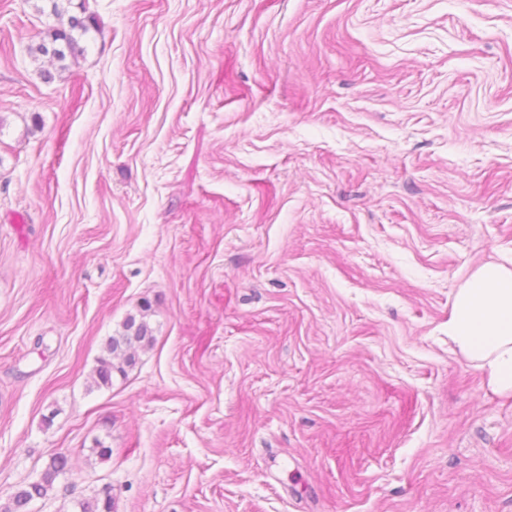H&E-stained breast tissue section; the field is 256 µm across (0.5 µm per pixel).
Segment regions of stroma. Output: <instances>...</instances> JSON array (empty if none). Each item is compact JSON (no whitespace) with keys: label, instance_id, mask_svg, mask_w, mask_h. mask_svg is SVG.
<instances>
[{"label":"stroma","instance_id":"1","mask_svg":"<svg viewBox=\"0 0 512 512\" xmlns=\"http://www.w3.org/2000/svg\"><path fill=\"white\" fill-rule=\"evenodd\" d=\"M48 6L0 0V501L62 451L32 512H512L448 340L512 263V0H69L62 63ZM48 1L51 2V13L57 18L58 25L48 30L38 44L30 47L31 53L48 56L58 62L65 61L68 55L77 58L84 50L79 46L73 31L80 30L85 33L88 30L85 18L68 15L65 23L64 16L68 10L58 3L63 0ZM147 311L142 308L139 318L129 315L122 324V330L107 339L104 347L106 355L99 359L95 369L96 387L110 386L114 373L126 375L127 368L136 364L137 349L153 343L154 330L147 320Z\"/></svg>","mask_w":512,"mask_h":512}]
</instances>
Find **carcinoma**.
<instances>
[{
	"label": "carcinoma",
	"mask_w": 512,
	"mask_h": 512,
	"mask_svg": "<svg viewBox=\"0 0 512 512\" xmlns=\"http://www.w3.org/2000/svg\"><path fill=\"white\" fill-rule=\"evenodd\" d=\"M51 13L58 25L48 30L41 41L30 47L36 55L48 56L59 62L67 57L75 58L83 53V48L73 35V31H87L85 19L68 14L59 0H50ZM154 341V330L147 320V309L139 315H130L122 324V330L110 336L105 343L106 355L98 361L95 369L96 387L112 385L113 374L126 375L127 369L136 364V351ZM69 468V456L64 452H54L45 463L37 480L21 485L13 491L5 502L0 503V512H30L31 503L46 496L57 479ZM78 512H112V497L86 499L78 503Z\"/></svg>",
	"instance_id": "cac0c4a2"
}]
</instances>
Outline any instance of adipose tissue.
Masks as SVG:
<instances>
[{"mask_svg":"<svg viewBox=\"0 0 512 512\" xmlns=\"http://www.w3.org/2000/svg\"><path fill=\"white\" fill-rule=\"evenodd\" d=\"M448 338L493 389L512 393V267L486 263L470 273L454 296Z\"/></svg>","mask_w":512,"mask_h":512,"instance_id":"ef3b65f1","label":"adipose tissue"}]
</instances>
